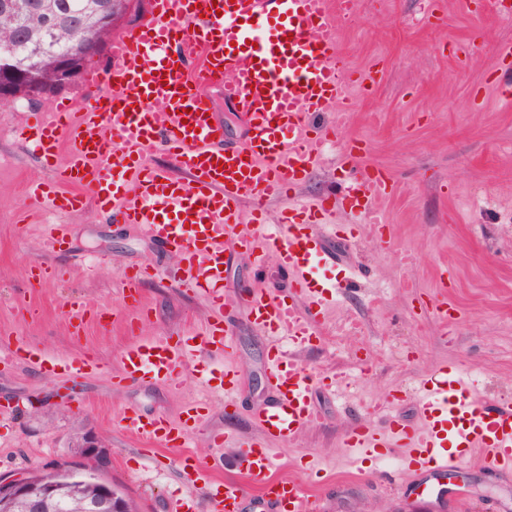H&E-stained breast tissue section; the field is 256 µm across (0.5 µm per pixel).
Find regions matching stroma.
I'll return each mask as SVG.
<instances>
[{
    "instance_id": "obj_1",
    "label": "stroma",
    "mask_w": 512,
    "mask_h": 512,
    "mask_svg": "<svg viewBox=\"0 0 512 512\" xmlns=\"http://www.w3.org/2000/svg\"><path fill=\"white\" fill-rule=\"evenodd\" d=\"M453 42L474 47L465 69L449 54ZM340 43L354 68L376 66L380 80L353 111L315 121L339 120L341 138L363 139V162L385 170L397 190L380 204L377 223L339 212L325 226L330 255L360 275L321 316L318 339L298 359L309 372L346 380L315 385L312 398L323 421L289 441L280 465L320 495L323 512H512V476L489 466H460L465 501L459 504L446 492L447 479L405 475L401 449L358 467L343 446L356 424L390 414L416 421L417 397L445 363L467 366L472 392L484 404L512 397V223L504 220L512 208V108L475 93L500 49L512 45V20L496 18L494 0H485L478 14L464 10L461 0H439L432 11L427 0H357ZM92 92L81 77L25 109H0V345L20 340L47 356L87 353L114 362L139 339L176 340L199 331L211 311L202 295L171 284L172 256L153 247L137 225L112 223L88 206L68 218V246L59 252L45 247L41 225L21 222L23 184L51 176L25 148L21 129L53 104ZM336 153V146H326L292 198L320 203L335 193ZM35 261L51 269L36 287L30 278ZM141 266L156 274L141 283L136 311L124 301L121 276ZM244 283L271 292L292 287L275 261L258 268L232 256L225 286ZM443 293L461 312L446 323L430 312ZM72 299L94 311L77 332L68 315ZM231 328L240 379L231 407L201 383L197 362L180 368L178 386L169 389L120 388L101 376L50 378L34 364L0 361V403L20 405L14 419L0 424V475L76 461L70 437L90 430L111 450L107 478L139 512H165L181 494L183 462L199 464L208 476L240 478L238 449L212 446L209 436H257L254 415L273 393L265 333L242 307ZM402 389L404 400L392 403ZM202 400L208 403L203 431L185 450H149L120 424L130 407L175 419ZM313 456L320 466L311 470L306 463Z\"/></svg>"
}]
</instances>
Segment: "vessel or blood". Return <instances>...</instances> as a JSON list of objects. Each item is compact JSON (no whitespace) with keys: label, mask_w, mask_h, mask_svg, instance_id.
I'll return each instance as SVG.
<instances>
[{"label":"vessel or blood","mask_w":512,"mask_h":512,"mask_svg":"<svg viewBox=\"0 0 512 512\" xmlns=\"http://www.w3.org/2000/svg\"><path fill=\"white\" fill-rule=\"evenodd\" d=\"M354 0H148L138 23L112 43V66L99 81L100 95L80 107L64 103L38 115L21 138L54 174L33 180L31 205L58 221L46 225L51 245L66 242L65 217L87 202L112 223L135 224L156 247L179 260V287L202 293L210 319L196 335L170 341L147 338L118 356L117 386L173 385L177 368L216 355L232 356L228 312L245 305L253 323L267 334V378L274 399L258 413L261 433L241 443L245 478L205 476L182 466L184 498L172 512H242L250 485H257L273 512H318V497L293 475L278 474V447L296 438L320 415L311 402L315 377L288 356L316 337L317 315L353 277L317 283L315 269L327 261L322 236L311 233L317 206H292L276 227L264 218L265 203L305 181L327 139L310 122L315 112L352 110L356 91L377 85L374 68L351 69L339 45L340 22L354 12ZM219 79L224 97L241 113L246 135L228 145L204 92ZM354 141L341 144V175L333 198L351 216L369 219L389 197L394 181L363 165ZM163 154L176 171L150 165ZM252 205L251 223L242 208ZM253 263L276 258L292 279L291 293L241 285L224 287L232 254ZM305 310H298L297 297ZM44 374L82 378L107 372L83 354L44 357ZM461 368L439 367L420 398L421 423L409 429L389 418L384 430L367 424L350 428L344 445L366 460L377 447L405 448L406 468L445 473L481 457L512 474V403L491 409L466 387ZM233 405L239 379L232 365L221 376L202 373ZM200 407L175 421L136 409L124 411L123 429L160 448L188 447L200 426Z\"/></svg>","instance_id":"obj_1"}]
</instances>
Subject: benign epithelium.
<instances>
[{
    "mask_svg": "<svg viewBox=\"0 0 512 512\" xmlns=\"http://www.w3.org/2000/svg\"><path fill=\"white\" fill-rule=\"evenodd\" d=\"M130 8L126 0H92L86 10L69 19L67 25L83 35L86 52L98 54L101 45L95 32L114 30L120 16ZM84 63V57L79 54H56L52 60L55 83L60 86L73 83ZM19 80L11 61L0 60V108L14 106L17 96L13 86ZM73 446L79 449L83 462L60 469L68 475L66 480L53 472L1 475L0 512H48L52 502L62 494L72 500L77 512H130L127 496L102 475V461L110 454L105 441L94 433L83 432Z\"/></svg>",
    "mask_w": 512,
    "mask_h": 512,
    "instance_id": "benign-epithelium-1",
    "label": "benign epithelium"
}]
</instances>
